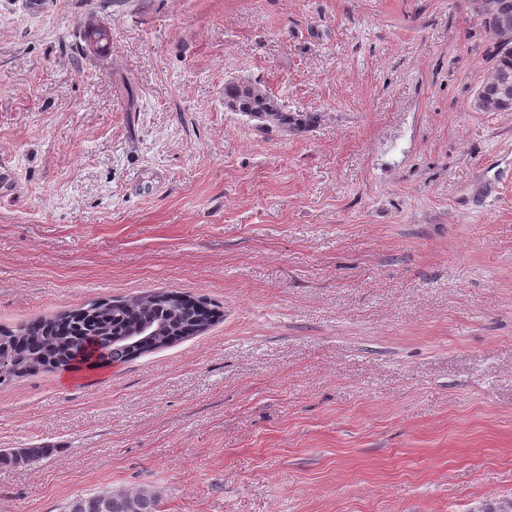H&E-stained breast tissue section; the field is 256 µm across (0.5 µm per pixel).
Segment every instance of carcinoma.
I'll use <instances>...</instances> for the list:
<instances>
[{
    "label": "carcinoma",
    "instance_id": "cac0c4a2",
    "mask_svg": "<svg viewBox=\"0 0 512 512\" xmlns=\"http://www.w3.org/2000/svg\"><path fill=\"white\" fill-rule=\"evenodd\" d=\"M491 35L488 82L512 83V41H498L500 14L512 18V0H478ZM224 105L259 131L304 133L321 119L318 112H291L252 83L224 85ZM482 112H511L512 98L474 101ZM222 317L220 307L203 297L155 291L125 299H104L52 316L27 321L16 329L0 327V385L39 371H66L125 364L207 331ZM46 448H23L0 454V464H21L44 456ZM65 512H159L155 493L99 492L78 497Z\"/></svg>",
    "mask_w": 512,
    "mask_h": 512
}]
</instances>
